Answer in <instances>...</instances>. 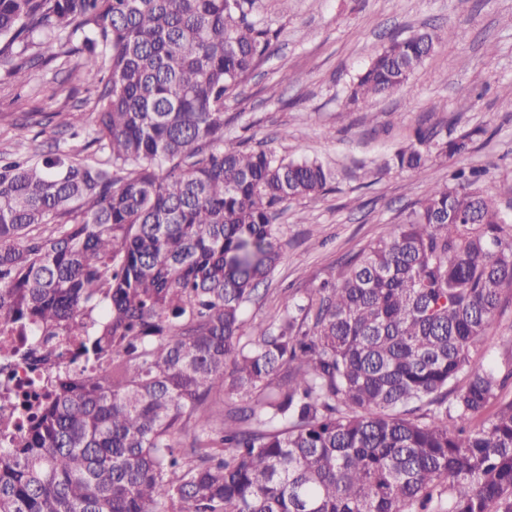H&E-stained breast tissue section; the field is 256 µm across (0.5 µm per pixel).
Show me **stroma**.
Returning <instances> with one entry per match:
<instances>
[{
	"instance_id": "obj_1",
	"label": "stroma",
	"mask_w": 512,
	"mask_h": 512,
	"mask_svg": "<svg viewBox=\"0 0 512 512\" xmlns=\"http://www.w3.org/2000/svg\"><path fill=\"white\" fill-rule=\"evenodd\" d=\"M256 17L275 32L270 54L224 109V136L245 149L321 162L326 192L286 204L278 219L282 260L247 318L266 322L288 299H304L348 258L401 222L430 187L458 168L480 171L484 187L512 207V0H257ZM459 36L449 40V27ZM427 30L439 40L406 85L354 104L351 88L371 55L391 38ZM47 64L16 84L0 67V154L25 139L31 152L84 151L85 130L56 122L22 128L30 112H73L88 97L74 62L58 44L41 48ZM292 74L283 82L282 73ZM470 134L466 152L430 157L417 172L392 158L416 144ZM476 362L512 358V302L477 347Z\"/></svg>"
}]
</instances>
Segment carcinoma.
<instances>
[{
    "label": "carcinoma",
    "mask_w": 512,
    "mask_h": 512,
    "mask_svg": "<svg viewBox=\"0 0 512 512\" xmlns=\"http://www.w3.org/2000/svg\"><path fill=\"white\" fill-rule=\"evenodd\" d=\"M256 3L0 0L13 78L56 41L95 88L93 111L49 114L86 126L91 154L20 141L0 158V321L112 360L22 397L0 512H512V361L472 358L512 292V219L476 175L246 322L282 259L278 212L331 178L224 138V100L274 38ZM434 49L429 32L392 39L353 98L400 89ZM234 396L249 404L227 417Z\"/></svg>",
    "instance_id": "carcinoma-1"
}]
</instances>
